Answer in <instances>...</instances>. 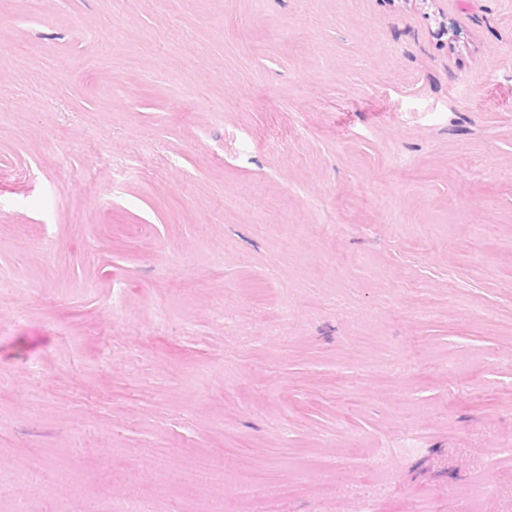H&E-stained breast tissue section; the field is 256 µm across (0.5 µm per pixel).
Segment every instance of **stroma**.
Returning a JSON list of instances; mask_svg holds the SVG:
<instances>
[{"label": "stroma", "instance_id": "1", "mask_svg": "<svg viewBox=\"0 0 512 512\" xmlns=\"http://www.w3.org/2000/svg\"><path fill=\"white\" fill-rule=\"evenodd\" d=\"M112 505L512 512V0H0V512Z\"/></svg>", "mask_w": 512, "mask_h": 512}]
</instances>
